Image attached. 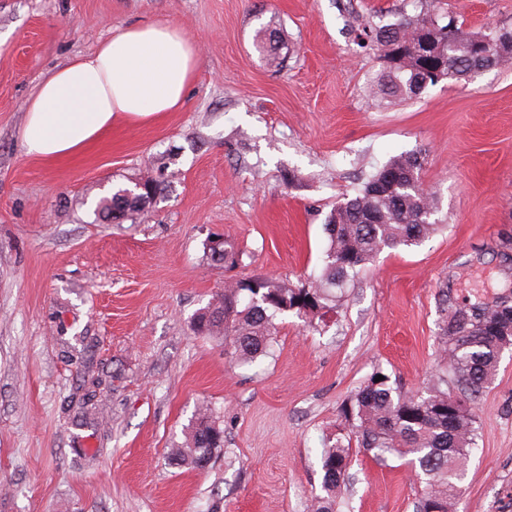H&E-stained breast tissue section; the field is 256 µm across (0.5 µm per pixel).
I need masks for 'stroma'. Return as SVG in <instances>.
Masks as SVG:
<instances>
[{"instance_id":"obj_1","label":"stroma","mask_w":512,"mask_h":512,"mask_svg":"<svg viewBox=\"0 0 512 512\" xmlns=\"http://www.w3.org/2000/svg\"><path fill=\"white\" fill-rule=\"evenodd\" d=\"M466 33L512 27V0H441ZM420 0H0V512H307L340 409L374 369L424 389L446 304L512 290V67L403 102L365 89L378 52L355 28ZM177 23L200 64L178 111L116 122L78 156L26 155L27 107L55 68L142 23ZM275 34L279 59L256 48ZM419 153L443 229L386 249L323 318L277 316L241 363L195 333L226 280L319 275L333 204ZM163 191L100 221L113 189ZM241 252L205 257L212 234ZM208 409L224 446L175 461ZM457 512H512V348L475 406ZM407 459L355 453L336 512H415Z\"/></svg>"}]
</instances>
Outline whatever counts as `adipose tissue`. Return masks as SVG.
<instances>
[{
    "label": "adipose tissue",
    "mask_w": 512,
    "mask_h": 512,
    "mask_svg": "<svg viewBox=\"0 0 512 512\" xmlns=\"http://www.w3.org/2000/svg\"><path fill=\"white\" fill-rule=\"evenodd\" d=\"M195 44L173 23L129 27L52 71L27 109L28 155L52 160L83 151L120 120L152 122L177 111L199 66Z\"/></svg>",
    "instance_id": "1"
}]
</instances>
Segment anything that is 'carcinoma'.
<instances>
[{
    "label": "carcinoma",
    "mask_w": 512,
    "mask_h": 512,
    "mask_svg": "<svg viewBox=\"0 0 512 512\" xmlns=\"http://www.w3.org/2000/svg\"><path fill=\"white\" fill-rule=\"evenodd\" d=\"M362 36L377 46L381 61L370 92L398 101L418 97L436 85L437 77L442 83H458L486 69L512 65V28L465 35L453 16L434 9L372 24ZM423 161L415 153L396 156L353 197L336 204L325 222L329 246L316 284L293 287L262 276L229 281L194 315L196 333L222 336L230 354L255 359L268 352L277 315H318L336 301L333 289L343 287L383 249L419 246L433 236L439 228L431 222L437 202L434 192L418 182ZM161 192V183L148 177L139 187L117 189L97 212L114 221L142 215ZM207 258L233 269L240 252L226 242L224 254L218 257L209 248ZM483 314L484 322L475 323L467 307L451 309L442 328L438 369L424 392L403 394L387 375L377 382L383 371L376 369L347 400L341 418L351 432L336 433V441L322 448L325 495L312 499L309 512H335L354 446L380 461L388 455L413 456L415 477L425 480L416 512H453L458 477L475 444L473 404L493 376L500 352L512 346V314L494 301L485 303ZM450 375L463 397L452 410L451 393L444 389ZM222 447L224 432L204 412L192 422L186 447L175 459L200 469Z\"/></svg>",
    "instance_id": "carcinoma-1"
}]
</instances>
